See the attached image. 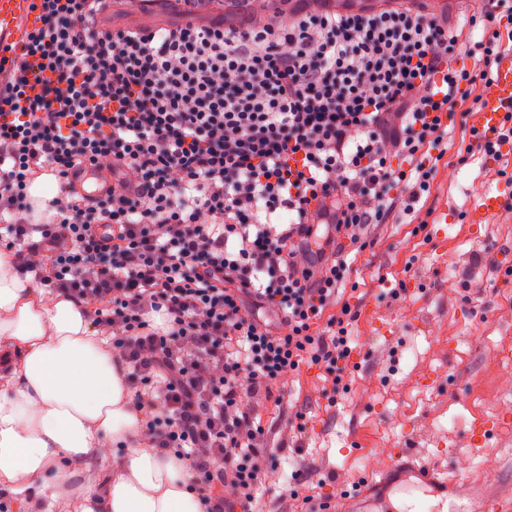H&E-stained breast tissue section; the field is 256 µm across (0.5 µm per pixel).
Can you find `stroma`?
Here are the masks:
<instances>
[{
	"instance_id": "1",
	"label": "stroma",
	"mask_w": 512,
	"mask_h": 512,
	"mask_svg": "<svg viewBox=\"0 0 512 512\" xmlns=\"http://www.w3.org/2000/svg\"><path fill=\"white\" fill-rule=\"evenodd\" d=\"M477 121L473 111L465 123ZM462 124H449L448 150L435 165L427 234L388 224L371 249L350 254L358 287L345 297L359 316L349 392L328 403L318 369L308 366L274 387L263 423L277 468L260 494L262 512H280L295 470L311 473L303 495L330 502L379 478L398 448L445 471L462 498L480 486L512 498V426L497 423L512 411V387L496 384L512 374V218L465 219L480 192L512 184V149L495 164L508 172L501 179L491 178L483 157L458 164ZM441 213L447 222L438 221ZM471 282L482 291L468 290ZM293 409L306 412L310 438L286 448ZM460 455L472 459L471 469H458Z\"/></svg>"
}]
</instances>
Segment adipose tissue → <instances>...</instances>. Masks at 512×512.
<instances>
[{
	"label": "adipose tissue",
	"mask_w": 512,
	"mask_h": 512,
	"mask_svg": "<svg viewBox=\"0 0 512 512\" xmlns=\"http://www.w3.org/2000/svg\"><path fill=\"white\" fill-rule=\"evenodd\" d=\"M103 346L81 308L43 298L0 253V485L17 494L58 468L80 482L74 512H201L183 463L143 447L124 366Z\"/></svg>",
	"instance_id": "obj_1"
}]
</instances>
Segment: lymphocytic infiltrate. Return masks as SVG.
<instances>
[{"label": "lymphocytic infiltrate", "mask_w": 512, "mask_h": 512, "mask_svg": "<svg viewBox=\"0 0 512 512\" xmlns=\"http://www.w3.org/2000/svg\"><path fill=\"white\" fill-rule=\"evenodd\" d=\"M179 2L172 22L30 0L19 44L0 38V250L107 338L146 447L186 462L202 512H224L220 486L260 512L272 388L308 365L322 397L348 390L353 267L334 239L361 253L398 214L427 226L432 153L482 102L512 0L455 28L415 0L246 21ZM87 167L112 175L93 200L74 186Z\"/></svg>", "instance_id": "lymphocytic-infiltrate-1"}]
</instances>
